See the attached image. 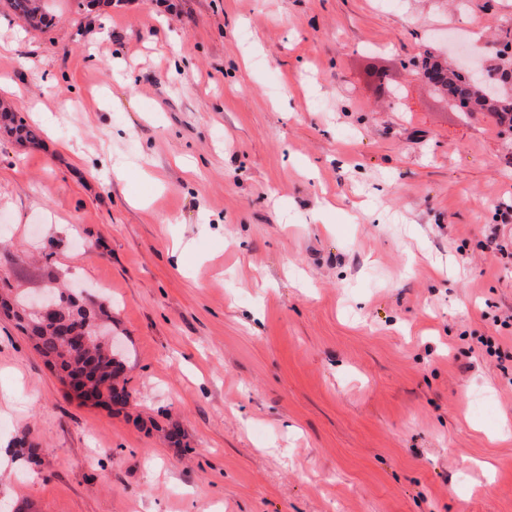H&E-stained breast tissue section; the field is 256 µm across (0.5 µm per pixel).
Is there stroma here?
I'll return each mask as SVG.
<instances>
[{
	"instance_id": "obj_1",
	"label": "stroma",
	"mask_w": 512,
	"mask_h": 512,
	"mask_svg": "<svg viewBox=\"0 0 512 512\" xmlns=\"http://www.w3.org/2000/svg\"><path fill=\"white\" fill-rule=\"evenodd\" d=\"M173 2L0 0V103L42 131L0 138V274L110 300L132 393L75 398L0 318V446L40 458L0 507L512 512V144L415 67L512 0ZM8 8L34 28H48L52 18L43 10L41 0H7Z\"/></svg>"
}]
</instances>
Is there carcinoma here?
Segmentation results:
<instances>
[{
	"instance_id": "carcinoma-1",
	"label": "carcinoma",
	"mask_w": 512,
	"mask_h": 512,
	"mask_svg": "<svg viewBox=\"0 0 512 512\" xmlns=\"http://www.w3.org/2000/svg\"><path fill=\"white\" fill-rule=\"evenodd\" d=\"M8 8L34 28H48L52 18L43 10L41 0H7ZM438 79L436 91L461 112L487 111L504 131L512 132V56L502 50L487 60L480 78L463 68L448 70ZM0 128L8 137L21 143L37 144L41 140L38 129L27 124L19 113L10 108L0 110ZM60 310L69 315L68 332L82 336L87 319L100 323V330H92L88 344L77 351L64 333L51 322H46L29 311L25 294H15L5 280H0V307L9 312L44 363L57 374H66L85 380L87 397L95 403L126 410L131 393L128 380L121 377L123 358L118 356L112 336V303L95 302L85 297H74L69 288H57Z\"/></svg>"
}]
</instances>
